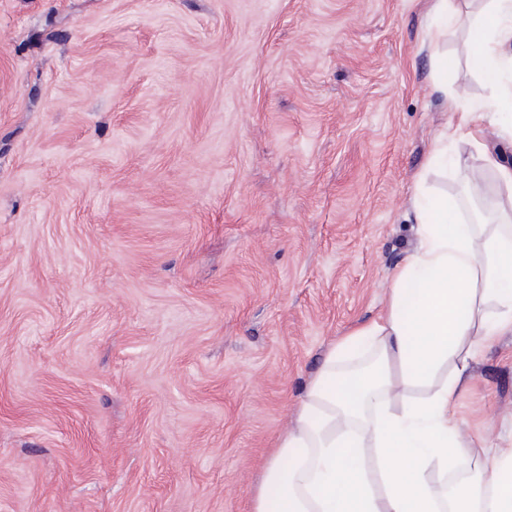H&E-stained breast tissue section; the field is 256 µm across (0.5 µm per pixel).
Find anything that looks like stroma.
Returning <instances> with one entry per match:
<instances>
[{
    "instance_id": "stroma-1",
    "label": "stroma",
    "mask_w": 512,
    "mask_h": 512,
    "mask_svg": "<svg viewBox=\"0 0 512 512\" xmlns=\"http://www.w3.org/2000/svg\"><path fill=\"white\" fill-rule=\"evenodd\" d=\"M431 0H0V512H251L335 340L417 245ZM440 50L493 97L466 30ZM488 208L467 203L468 181ZM458 416L512 437V335Z\"/></svg>"
}]
</instances>
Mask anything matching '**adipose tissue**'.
<instances>
[{
	"mask_svg": "<svg viewBox=\"0 0 512 512\" xmlns=\"http://www.w3.org/2000/svg\"><path fill=\"white\" fill-rule=\"evenodd\" d=\"M430 12L438 31L469 32L471 63L496 94L486 124L455 108L441 161L512 111V0H433ZM494 211L495 224H465L447 196L414 199L416 248L380 315L326 353L252 512H512V443L463 437L456 411L476 352L512 335V208Z\"/></svg>",
	"mask_w": 512,
	"mask_h": 512,
	"instance_id": "ef3b65f1",
	"label": "adipose tissue"
}]
</instances>
